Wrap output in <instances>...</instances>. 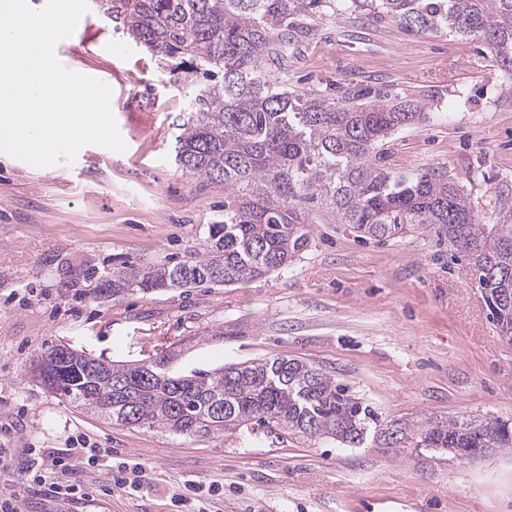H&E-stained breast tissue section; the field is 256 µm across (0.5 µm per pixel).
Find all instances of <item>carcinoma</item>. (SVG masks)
<instances>
[{
	"label": "carcinoma",
	"mask_w": 512,
	"mask_h": 512,
	"mask_svg": "<svg viewBox=\"0 0 512 512\" xmlns=\"http://www.w3.org/2000/svg\"><path fill=\"white\" fill-rule=\"evenodd\" d=\"M411 33L478 39L512 74V0H106L111 20L195 86L175 136V161L224 185V213L208 225L205 254L177 263L84 275L97 298L227 287L301 260L312 245L308 207H327L361 239L434 232L467 257L489 319L512 325V213L487 226L447 172L394 173L375 150L423 116L421 106L351 90L339 100L294 96L279 80L308 31L304 13L350 7ZM165 348L143 363L114 364L57 345L34 362L45 388L117 424L188 438L279 431L343 447L411 448L420 455L512 448L499 419L389 421L322 367L269 357L213 371L174 367Z\"/></svg>",
	"instance_id": "cac0c4a2"
}]
</instances>
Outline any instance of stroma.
Segmentation results:
<instances>
[{
	"mask_svg": "<svg viewBox=\"0 0 512 512\" xmlns=\"http://www.w3.org/2000/svg\"><path fill=\"white\" fill-rule=\"evenodd\" d=\"M88 5L69 69L111 87L126 150L87 145L43 168L0 157V406L22 412L15 467H49L50 453L90 438L105 456L75 463L69 479L97 496L96 512H175L173 489L188 481L223 483L214 512H512V453L470 463L267 434L191 440L86 414L35 378L34 356L57 344L128 362L181 344L182 370L313 362L388 420L512 422V342L489 319L471 265L449 264L432 236L365 243L315 210L312 246L291 268L227 288L92 299L87 268L203 253L224 189L174 161L193 83L137 48L102 0ZM300 24L309 36L281 75L290 92L373 86L417 102L424 118L392 134L378 164L448 171L482 223L512 211V77L480 42L409 33L360 10ZM98 39L110 52L85 53ZM118 459L148 465L139 490L110 488Z\"/></svg>",
	"mask_w": 512,
	"mask_h": 512,
	"instance_id": "stroma-1",
	"label": "stroma"
}]
</instances>
